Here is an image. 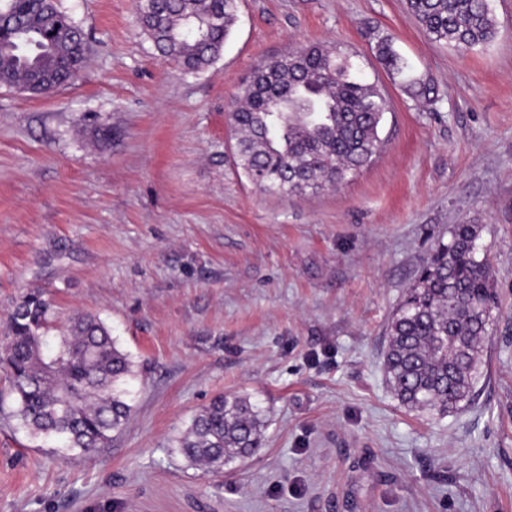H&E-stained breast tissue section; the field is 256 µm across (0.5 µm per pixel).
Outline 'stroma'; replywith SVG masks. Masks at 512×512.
<instances>
[{
  "label": "stroma",
  "instance_id": "1",
  "mask_svg": "<svg viewBox=\"0 0 512 512\" xmlns=\"http://www.w3.org/2000/svg\"><path fill=\"white\" fill-rule=\"evenodd\" d=\"M58 5L90 48L76 81L0 86V320L41 292L52 346L98 315L136 363L134 410L71 459L0 412V512H512V0H490L498 36L468 51L432 42L406 0H239L197 72L158 56L133 0ZM373 28L432 102L379 67ZM303 44L385 89L384 147L337 187L270 195L237 170L228 114L258 63ZM457 224L481 227L501 314L476 400L442 416L402 405L383 357ZM225 393L268 426L215 475L173 443Z\"/></svg>",
  "mask_w": 512,
  "mask_h": 512
}]
</instances>
